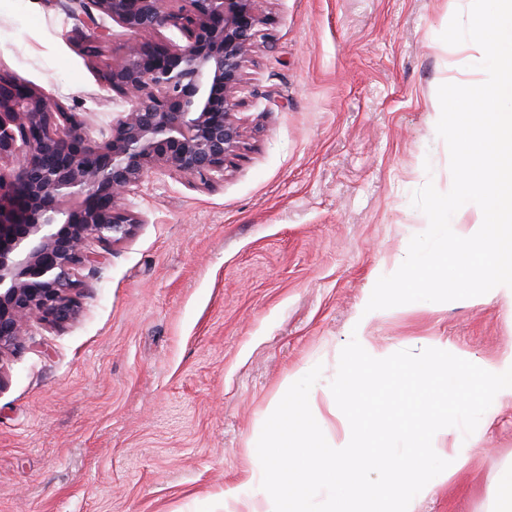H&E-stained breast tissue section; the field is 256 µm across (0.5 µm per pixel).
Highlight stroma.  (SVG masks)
Returning a JSON list of instances; mask_svg holds the SVG:
<instances>
[{
	"label": "stroma",
	"mask_w": 512,
	"mask_h": 512,
	"mask_svg": "<svg viewBox=\"0 0 512 512\" xmlns=\"http://www.w3.org/2000/svg\"><path fill=\"white\" fill-rule=\"evenodd\" d=\"M470 0H268L238 94L242 157L216 188L148 175L132 237L79 270L80 309L31 322L0 356V512H237L265 420L315 365L330 383L354 328L383 355L438 348L476 365L512 350L494 293L359 317L428 220L412 196L452 185L440 85L484 80L480 47L440 35ZM63 0H0V74L83 113L99 136L126 102L83 56ZM468 465L412 512H493L512 470V397L443 441Z\"/></svg>",
	"instance_id": "1"
}]
</instances>
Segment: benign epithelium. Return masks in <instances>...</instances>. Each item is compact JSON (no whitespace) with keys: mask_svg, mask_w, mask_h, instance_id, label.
I'll return each mask as SVG.
<instances>
[{"mask_svg":"<svg viewBox=\"0 0 512 512\" xmlns=\"http://www.w3.org/2000/svg\"><path fill=\"white\" fill-rule=\"evenodd\" d=\"M69 0L83 53L102 54L108 18L130 34L101 81L128 108L95 138L59 99L0 75V356L22 347L30 321L77 314L76 272L91 244L131 237L139 213L124 199L152 174L213 188L240 158L243 67L266 0ZM163 28L181 43L138 39Z\"/></svg>","mask_w":512,"mask_h":512,"instance_id":"obj_1","label":"benign epithelium"}]
</instances>
